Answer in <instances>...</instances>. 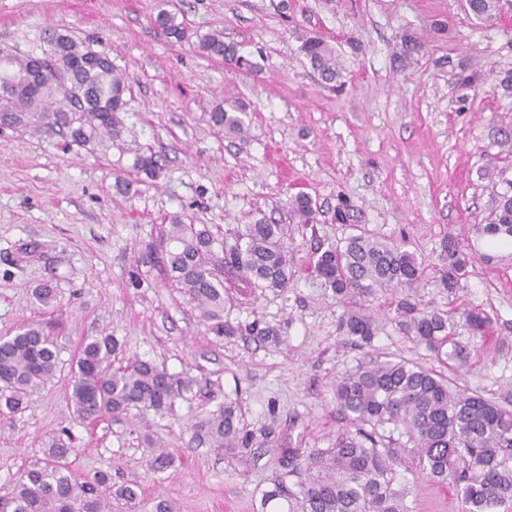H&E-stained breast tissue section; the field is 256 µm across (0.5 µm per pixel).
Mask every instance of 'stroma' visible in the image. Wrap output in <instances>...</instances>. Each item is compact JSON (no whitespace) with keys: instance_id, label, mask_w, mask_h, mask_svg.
Masks as SVG:
<instances>
[{"instance_id":"obj_1","label":"stroma","mask_w":512,"mask_h":512,"mask_svg":"<svg viewBox=\"0 0 512 512\" xmlns=\"http://www.w3.org/2000/svg\"><path fill=\"white\" fill-rule=\"evenodd\" d=\"M162 10L185 23L188 41L171 42L155 25ZM49 27L106 53L125 78L127 105L120 146L105 156L58 135L0 130V336L39 322L60 348L55 378L22 412L0 415V497L63 435L76 450V482L104 472L112 488L140 484L134 510L116 500L112 512H157L161 503L169 512H288L286 501L263 500L288 464L285 447L326 448L350 427L333 400L336 376L370 355L436 363L399 330L388 297L366 302L370 348L340 331L343 306L307 258L341 236L331 222L341 195L359 223L415 252L426 269L417 300L491 315L486 336L458 328L466 362L454 377L512 408V259L475 262L452 295L435 284L442 236L479 248L481 225L501 194L512 195V87L502 82L512 72V0H500L490 23L466 0H0V49L38 51ZM217 30L251 69L199 53L198 41ZM309 35L335 49L343 87L312 69L302 51ZM408 37L422 48L402 65ZM470 73L480 83L461 86ZM238 103L248 113L243 139L209 122L216 106ZM138 152L155 155L159 178L134 174ZM299 193L315 201L316 223L289 221ZM175 215L219 237L262 215L283 225L288 289L224 283L232 324L263 318L281 328L283 344L207 332L188 295L144 263ZM30 242L46 252L21 261ZM51 270L58 297L49 314L31 290ZM100 332L117 338L122 359L192 380L173 413L75 419L73 359ZM227 400L239 405L248 447L193 443L192 418ZM382 433L402 451L395 479L412 490L411 512H461L455 487L421 475L398 431ZM152 442L170 467L149 468Z\"/></svg>"}]
</instances>
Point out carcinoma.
Instances as JSON below:
<instances>
[{
    "label": "carcinoma",
    "instance_id": "carcinoma-1",
    "mask_svg": "<svg viewBox=\"0 0 512 512\" xmlns=\"http://www.w3.org/2000/svg\"><path fill=\"white\" fill-rule=\"evenodd\" d=\"M472 14L494 20L499 0H469ZM155 24L180 43L187 30L175 15L160 11ZM42 55L55 63V76L42 82L28 81L32 54L0 51L6 79H0V128L58 134L90 153H106L121 139L126 85L112 60L71 35L53 28L44 31ZM199 53L237 68L248 60L238 55L237 45L224 32L200 39ZM310 64L327 83L340 78L335 50L322 38L310 36L302 44ZM245 108L218 105L210 112L211 124L231 134L246 135ZM132 168L148 177L159 175L153 156L137 154ZM289 219L313 224L317 208L305 194L288 202ZM334 223L349 226V237L318 246L309 257L322 284L343 304L340 329L359 346L374 338V321L361 300L376 293L412 290L421 283L425 268L406 244L388 242L354 223V210L342 198ZM482 232L512 238V196L503 195L491 221ZM163 267L172 285L184 290L206 329L216 336L245 330L263 342H281L277 329L259 319L240 327L224 316V276L246 288L283 291L289 287L288 255L284 227L262 217L250 224L214 235L207 226L185 224L172 218L160 230ZM494 261L479 254L455 236L441 243L442 268L438 287L455 293L474 260ZM44 308L57 302V289L48 279L33 289ZM404 333L422 344L437 359H455L445 346L463 324L473 336H484L492 325L480 308L449 313L427 310L406 294L394 299ZM59 347L50 332L38 323L19 328L13 336L0 337V412L16 413L30 397L50 382L58 368ZM117 342L109 334L83 339L75 363L71 401L81 421L105 415L120 416L135 409L166 414L190 388V382L174 378L152 361L134 360L115 365ZM337 410L356 426L355 434L343 433L329 448H313L288 462V470L274 480L264 503L288 502V512H408L410 490L396 484L398 449L382 445L379 429L391 425L413 444L420 473L432 480L455 483L463 512H512V411L483 395L468 392L444 372L406 359L363 361L337 376L333 384ZM195 437L214 448L244 446L240 436L238 406L226 402L194 425ZM73 449L63 442L49 450L43 466L24 470L16 480L6 506L11 512H112L97 492L108 476L99 473L94 482L72 480L67 457Z\"/></svg>",
    "mask_w": 512,
    "mask_h": 512
}]
</instances>
